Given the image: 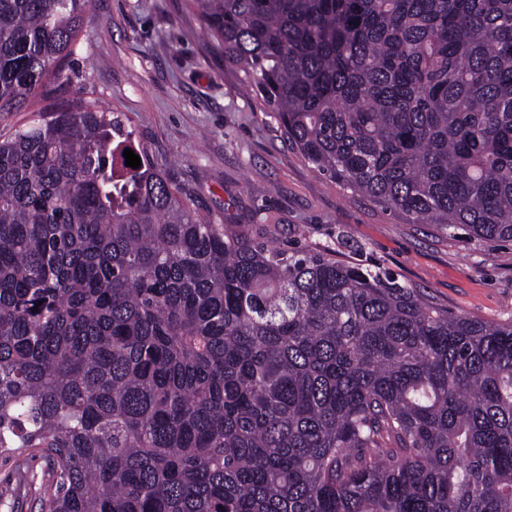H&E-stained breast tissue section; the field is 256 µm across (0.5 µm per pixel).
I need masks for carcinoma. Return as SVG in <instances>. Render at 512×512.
Segmentation results:
<instances>
[{
    "instance_id": "cac0c4a2",
    "label": "carcinoma",
    "mask_w": 512,
    "mask_h": 512,
    "mask_svg": "<svg viewBox=\"0 0 512 512\" xmlns=\"http://www.w3.org/2000/svg\"><path fill=\"white\" fill-rule=\"evenodd\" d=\"M89 2L0 0L1 115ZM186 7L318 171L512 242V0ZM36 116L0 137V455L45 461L39 512H512V320L212 223L95 101Z\"/></svg>"
}]
</instances>
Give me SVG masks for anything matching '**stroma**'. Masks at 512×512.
Masks as SVG:
<instances>
[{"label": "stroma", "instance_id": "stroma-1", "mask_svg": "<svg viewBox=\"0 0 512 512\" xmlns=\"http://www.w3.org/2000/svg\"><path fill=\"white\" fill-rule=\"evenodd\" d=\"M56 101L132 120L152 161L213 223L284 248L331 251L483 321L512 319V244L410 224L346 192L289 147L270 109L209 45L182 0H91ZM0 462V512H39L43 460Z\"/></svg>", "mask_w": 512, "mask_h": 512}]
</instances>
